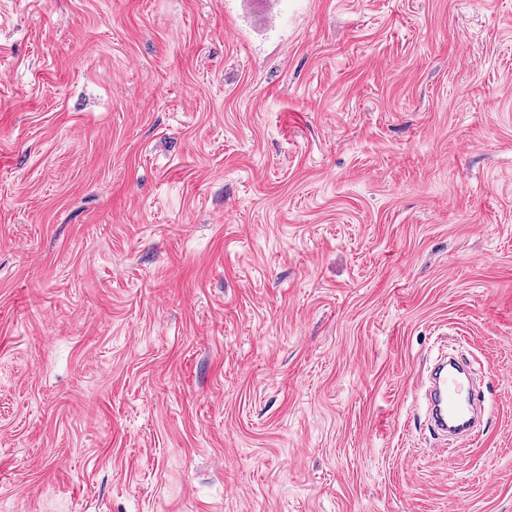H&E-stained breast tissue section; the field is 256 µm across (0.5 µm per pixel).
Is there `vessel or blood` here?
Wrapping results in <instances>:
<instances>
[{
	"instance_id": "obj_1",
	"label": "vessel or blood",
	"mask_w": 512,
	"mask_h": 512,
	"mask_svg": "<svg viewBox=\"0 0 512 512\" xmlns=\"http://www.w3.org/2000/svg\"><path fill=\"white\" fill-rule=\"evenodd\" d=\"M426 397L433 427L439 434L463 441L472 439L483 413V403L459 364L442 361Z\"/></svg>"
}]
</instances>
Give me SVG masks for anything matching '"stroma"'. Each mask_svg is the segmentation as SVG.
Instances as JSON below:
<instances>
[{
  "label": "stroma",
  "mask_w": 512,
  "mask_h": 512,
  "mask_svg": "<svg viewBox=\"0 0 512 512\" xmlns=\"http://www.w3.org/2000/svg\"><path fill=\"white\" fill-rule=\"evenodd\" d=\"M0 512H512V0H0ZM426 397L434 429L444 437L472 439L483 403L463 368L443 360L434 372Z\"/></svg>",
  "instance_id": "stroma-1"
}]
</instances>
